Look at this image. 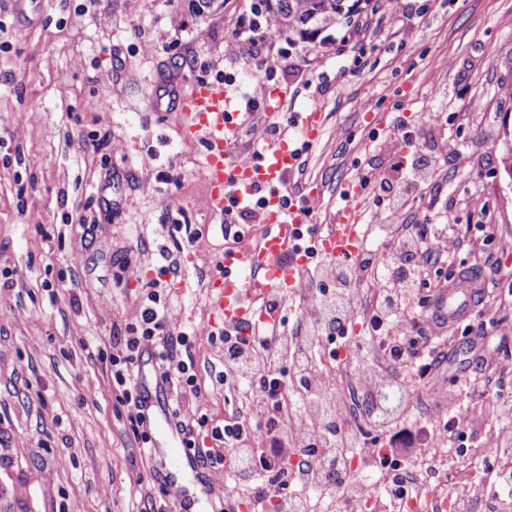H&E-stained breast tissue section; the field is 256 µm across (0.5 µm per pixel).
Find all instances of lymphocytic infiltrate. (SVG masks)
<instances>
[{
	"mask_svg": "<svg viewBox=\"0 0 512 512\" xmlns=\"http://www.w3.org/2000/svg\"><path fill=\"white\" fill-rule=\"evenodd\" d=\"M276 38L270 16L258 8L251 16L239 17L227 53L256 58L261 48ZM384 218L388 223L403 226L404 234L383 265L390 272L389 279L399 280L407 290H414L419 262H437L446 256L448 238L454 235L456 224L452 221L426 226L406 223L403 209L396 203L385 210ZM376 256V250L369 249L359 262L330 261L310 272L313 278L339 283L361 277L375 278V302L358 308L350 299L334 292L313 300L305 314L306 319L316 325L318 333L331 341L344 335L348 315L354 309L362 310L368 333L378 340L380 356L386 365L381 371L365 358L352 360L361 386L370 398L396 386L393 373L399 369L410 370L415 381L436 383L438 365L445 357L444 337L429 336L423 342L414 341L418 323L405 315L404 296L390 293L388 279L379 278L378 270L383 265ZM146 299L137 324L127 326L125 334L113 336L109 357L112 393L116 402L123 406L132 434L142 447H149L151 443L145 428L149 392L140 381L145 351L150 348L154 351L162 384L174 393L169 401L172 422L182 435L185 448L203 463L223 466L227 475L225 498L236 499V476L255 474L259 482L252 491V499L258 512H263L267 501L277 497L287 500L289 508L295 512L303 504V497L297 490L299 476L293 468L295 459L304 458L308 469L332 479L347 472L345 449L367 448L365 437L357 432L336 434L308 426V414L319 400L318 389L312 386L293 389L277 372L276 366L285 357L294 374L309 375L316 359L314 346L299 336L292 347H285V338L278 331L255 336L231 330L222 338L224 369L220 379L254 382L250 415L232 413L220 424L204 413L189 419L182 416L179 397L198 389L192 355L195 338L192 333L174 329L167 298L160 291L158 281L150 282ZM446 396V391H439L437 401L428 411L425 428L427 445L431 448L452 443L474 419L475 413L468 403L449 404Z\"/></svg>",
	"mask_w": 512,
	"mask_h": 512,
	"instance_id": "1",
	"label": "lymphocytic infiltrate"
}]
</instances>
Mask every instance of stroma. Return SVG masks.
I'll return each mask as SVG.
<instances>
[{
  "instance_id": "1",
  "label": "stroma",
  "mask_w": 512,
  "mask_h": 512,
  "mask_svg": "<svg viewBox=\"0 0 512 512\" xmlns=\"http://www.w3.org/2000/svg\"><path fill=\"white\" fill-rule=\"evenodd\" d=\"M250 4L225 0L197 19L182 0H0V270L11 277L0 286V512H142L136 476L148 464L107 356L164 256L179 263L166 278L171 316L197 331L199 390L182 414L220 423L248 409L249 390L220 382L224 345L211 335L206 285L224 259V217L203 205V141L178 127L200 80L232 75L230 93L257 100L245 149L263 137L271 89L287 93L282 118L319 108L321 139L284 191L297 201L318 189L320 227L369 168L394 172L411 151L432 162L407 220L458 228L410 310L468 276L479 290L469 319L495 316L500 343L481 357L466 321L419 330L448 335V397L482 358L492 389L512 393V298L500 293L512 285V0H372L321 38L281 36L258 61L225 53Z\"/></svg>"
}]
</instances>
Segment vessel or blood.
I'll use <instances>...</instances> for the list:
<instances>
[{"mask_svg":"<svg viewBox=\"0 0 512 512\" xmlns=\"http://www.w3.org/2000/svg\"><path fill=\"white\" fill-rule=\"evenodd\" d=\"M183 134L203 139L206 145L204 178L208 185L207 207L223 212L229 197L250 199L262 193L264 204L260 214L270 232L255 249L225 255L223 272L212 278L208 293L215 314L212 326L217 331L240 329L258 334L268 327L278 326L282 302L314 257L333 260L359 256L362 240L357 218L358 201L363 195L359 182L349 183L343 190L346 206L336 215V222L318 236L313 249L302 243V232L308 225L309 214L304 208L289 202L282 190L286 176L298 165L300 156L297 139L315 141L322 127L318 111L300 113L296 135H281L278 139L255 147L248 160H241L235 151L239 124L232 117L231 99L222 82L195 83L190 95L181 103ZM470 293L465 288L449 289L445 304L449 318L465 315ZM152 426L156 431L153 458L164 461L172 480L193 475L196 482L194 498L205 512H213L216 493L204 479L198 458L185 452L181 438L170 423L167 398L163 391L152 396Z\"/></svg>","mask_w":512,"mask_h":512,"instance_id":"b4317fda","label":"vessel or blood"}]
</instances>
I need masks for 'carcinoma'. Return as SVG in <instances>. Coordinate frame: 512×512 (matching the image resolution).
<instances>
[{
    "instance_id": "obj_1",
    "label": "carcinoma",
    "mask_w": 512,
    "mask_h": 512,
    "mask_svg": "<svg viewBox=\"0 0 512 512\" xmlns=\"http://www.w3.org/2000/svg\"><path fill=\"white\" fill-rule=\"evenodd\" d=\"M193 16L208 18L217 12L208 0H183ZM279 33L313 40L319 33L351 16L350 0H264Z\"/></svg>"
}]
</instances>
